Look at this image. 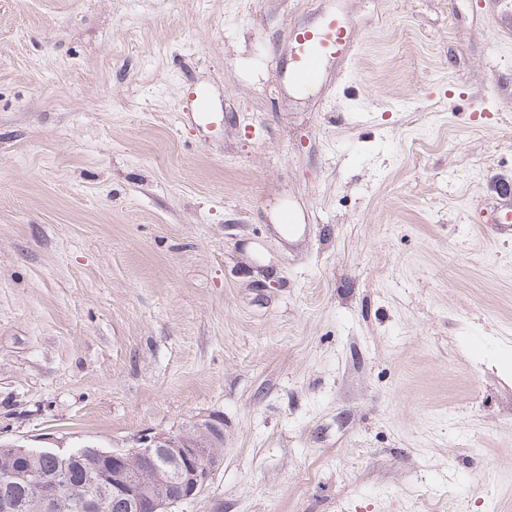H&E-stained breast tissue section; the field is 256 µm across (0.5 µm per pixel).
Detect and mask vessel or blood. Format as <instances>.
Listing matches in <instances>:
<instances>
[{
  "label": "vessel or blood",
  "instance_id": "1",
  "mask_svg": "<svg viewBox=\"0 0 512 512\" xmlns=\"http://www.w3.org/2000/svg\"><path fill=\"white\" fill-rule=\"evenodd\" d=\"M292 40L295 49L293 80L301 88L320 83L326 58L333 57L346 63L355 55L353 41L334 19L317 32L296 30Z\"/></svg>",
  "mask_w": 512,
  "mask_h": 512
}]
</instances>
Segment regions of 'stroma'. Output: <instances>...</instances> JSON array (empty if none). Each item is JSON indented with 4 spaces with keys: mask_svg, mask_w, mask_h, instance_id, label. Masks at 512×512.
<instances>
[{
    "mask_svg": "<svg viewBox=\"0 0 512 512\" xmlns=\"http://www.w3.org/2000/svg\"><path fill=\"white\" fill-rule=\"evenodd\" d=\"M505 185L512 0H0V443L210 421L175 512H512ZM292 40L295 49L293 80L299 88L320 83L323 61L327 57L347 63L355 55L353 41L336 18H331L319 32L298 29Z\"/></svg>",
    "mask_w": 512,
    "mask_h": 512,
    "instance_id": "1",
    "label": "stroma"
}]
</instances>
